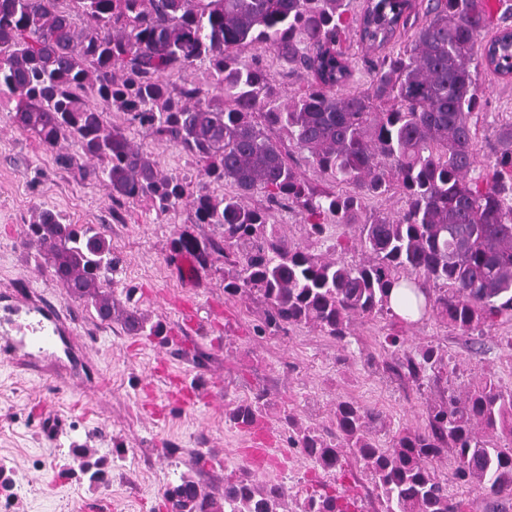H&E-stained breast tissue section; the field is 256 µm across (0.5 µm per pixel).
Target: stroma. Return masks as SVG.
Listing matches in <instances>:
<instances>
[{
  "label": "stroma",
  "instance_id": "stroma-1",
  "mask_svg": "<svg viewBox=\"0 0 512 512\" xmlns=\"http://www.w3.org/2000/svg\"><path fill=\"white\" fill-rule=\"evenodd\" d=\"M484 106L476 117L474 148L486 161L499 124L512 121V77L480 74ZM0 103V337L24 339L39 359L0 360V464L24 490L19 512H81L90 499L110 512H150L181 474L206 487L249 474L302 492L322 485L351 502L352 512H383L368 472L349 463L337 478L313 467L293 447L286 417L331 435L332 411L350 400L376 408L382 442L398 429L425 427L430 407L449 392L490 379L512 390V322L473 341L426 315L412 323L383 315L355 321L344 341L305 326L265 327L266 306L252 296L224 293V260L203 271L187 259L172 263V241L187 229L214 236L180 208L157 215L150 200L113 204L107 189L56 166L53 156L8 121ZM131 140L165 170L188 173L192 191L222 193L198 177L195 159L130 128ZM67 223L91 224L112 241L119 271L112 287L118 307L137 308L161 321L163 336H132L120 321L100 322L93 310L66 299L30 251L23 232L41 206ZM58 310L50 344L30 333L44 309ZM395 333L399 347L385 338ZM427 346L442 352L448 377L418 387L390 367ZM199 385L192 404L167 398L170 379ZM264 391L262 420L274 432L275 460L255 467L242 453L249 434L229 421V409ZM93 449L106 478L90 483L80 471L78 448Z\"/></svg>",
  "mask_w": 512,
  "mask_h": 512
}]
</instances>
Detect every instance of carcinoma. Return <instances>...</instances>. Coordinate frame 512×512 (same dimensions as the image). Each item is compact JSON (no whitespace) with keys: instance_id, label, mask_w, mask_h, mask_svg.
<instances>
[{"instance_id":"cac0c4a2","label":"carcinoma","mask_w":512,"mask_h":512,"mask_svg":"<svg viewBox=\"0 0 512 512\" xmlns=\"http://www.w3.org/2000/svg\"><path fill=\"white\" fill-rule=\"evenodd\" d=\"M412 0H368L359 37L370 48L407 26ZM409 49L370 69L368 86L343 92L350 76L336 42L350 26V0H0V99L9 119L37 138L57 165L108 188L112 201L148 198L160 215L180 206L218 230L198 239L187 230L176 256L207 269L224 258V293L266 305L265 323L310 325L344 339L353 320L393 314L391 289L416 288L420 313L433 312L465 336H481L512 318V122L499 125L485 169L477 166L471 116L481 111L478 70L512 75V7L490 39L479 0H425ZM259 47L311 76L283 100ZM198 62L211 82L177 86L171 77ZM123 116L197 160L199 176L228 183L230 194L194 193L187 178L163 172L105 118ZM275 128L332 189L319 190L274 141ZM398 192L396 215L368 203ZM270 206L304 216L307 237L331 238L328 250L357 248L348 265L313 254L267 223ZM23 248L36 249L40 271L96 318L120 320L134 336H163L164 326L137 309L116 310L118 262L112 243L91 224H65L51 208L27 225ZM415 383L437 381L439 351L427 346L399 364ZM266 396L239 403L229 419L249 427ZM336 437L292 427L291 442L327 475L351 455L370 473L385 512H464L437 463L450 451L455 480L481 487L492 503H512V391L487 380L433 406L422 429H403L383 446L373 433L381 414L352 401L336 403ZM171 512H289L288 488L247 475L207 489L188 474L167 489ZM300 512H350L334 493L306 494Z\"/></svg>"}]
</instances>
